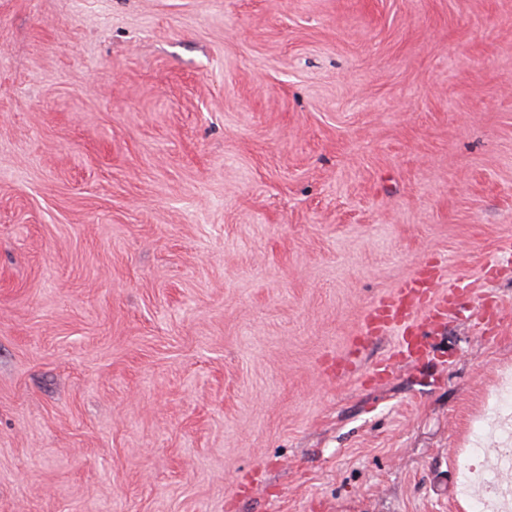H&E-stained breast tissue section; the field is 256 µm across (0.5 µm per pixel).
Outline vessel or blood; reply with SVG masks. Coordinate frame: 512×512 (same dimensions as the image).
I'll use <instances>...</instances> for the list:
<instances>
[{
    "instance_id": "b4317fda",
    "label": "vessel or blood",
    "mask_w": 512,
    "mask_h": 512,
    "mask_svg": "<svg viewBox=\"0 0 512 512\" xmlns=\"http://www.w3.org/2000/svg\"><path fill=\"white\" fill-rule=\"evenodd\" d=\"M445 276L441 258L431 257L404 281L391 297L373 303L365 312L355 344L336 360V376L343 379L353 371V364L371 339L395 335L393 362H417L434 350L432 335L455 307L458 287L440 290Z\"/></svg>"
}]
</instances>
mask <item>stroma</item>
<instances>
[{"label":"stroma","instance_id":"1","mask_svg":"<svg viewBox=\"0 0 512 512\" xmlns=\"http://www.w3.org/2000/svg\"><path fill=\"white\" fill-rule=\"evenodd\" d=\"M508 239L512 0H0V512H471ZM433 255V355L336 379Z\"/></svg>","mask_w":512,"mask_h":512}]
</instances>
